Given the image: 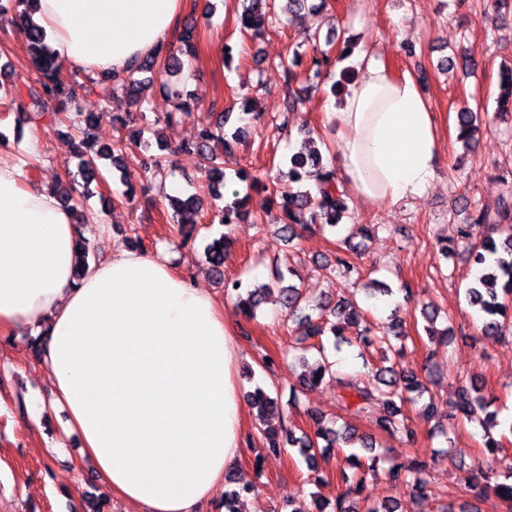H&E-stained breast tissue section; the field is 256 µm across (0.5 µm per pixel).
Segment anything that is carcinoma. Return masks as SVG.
<instances>
[{
    "mask_svg": "<svg viewBox=\"0 0 512 512\" xmlns=\"http://www.w3.org/2000/svg\"><path fill=\"white\" fill-rule=\"evenodd\" d=\"M288 9V21L295 22L306 15H317L324 8L326 0H284ZM243 11L240 24L244 31L257 37L263 34L265 26L279 19L276 11V0H242ZM19 28L28 41L31 62L39 72L40 77L35 85H22L7 77L0 81V95L8 98L27 89L28 96L34 102L36 110L27 114L26 119L39 121L45 117L41 104L51 98L73 99L79 91H85L96 80L98 74L89 72H73L63 75V63L51 51L46 43L44 31L29 25V12L18 13ZM306 42L312 45L313 57L309 69L304 72L296 71L299 64L298 54L288 62H282L285 73V87L288 99L292 104L301 103V98L295 93L294 87L300 86L306 90L313 88L321 81L334 66L335 61L329 52L318 48L319 33L306 35ZM184 63L178 56V51L169 45L164 50L132 62L120 72H106L104 77L114 82L122 90L125 102L143 105L140 91L155 82L160 84L163 92L176 98L175 111L167 112L162 121L172 123L189 114L194 104L183 99V90L179 82L173 80L183 70ZM498 107L512 112V65L500 74ZM122 102L112 107H98L89 112H75L65 116L63 121L82 136L78 150V175L84 183H89L101 176L98 160L108 159L118 171H124V154L129 146L122 131L126 127L129 114L121 111ZM108 118L115 127L117 136L112 145L98 149L92 153L87 150L90 130L102 119ZM457 141L467 149L476 146L480 132L478 113L467 108L457 112ZM232 120V113L217 114L214 122L199 125L194 140L183 144L178 151L192 154L199 159V170L202 178L208 183L215 197L221 192H227L229 201L225 202L223 218L228 223L235 224L251 215L250 203L252 196L249 190L255 188L258 178L250 177L246 172L237 173V179L250 181L249 189H242L237 183L226 179L224 173V154L232 151L233 146L244 140L248 127L237 126L229 131L227 126ZM288 184L281 187V232L287 234L288 241L296 237L294 227H307L317 224L337 233L343 227L344 218L348 214V205L343 192L339 189L335 174L329 165L324 163L322 152L315 146L312 138H304L300 147L288 157ZM202 199L195 195L178 198L173 201V212L170 216L172 231L188 240L196 231V214L202 209ZM253 216V215H251ZM499 221L493 223L483 213L472 218V223L462 226L460 238L464 241L472 237L471 228L474 224H492L491 232L480 237L467 246L468 258L473 264L479 265L481 275L466 286L464 291L468 305L476 312L479 330L484 336H500L506 322L512 323V201L503 202L498 213ZM258 216H253V223H258ZM227 238L216 239L208 245L205 252L206 262L219 278L224 276V248ZM294 275L292 268H278L274 280L269 283H258L236 278L224 282V291L235 297L237 306L248 318H254L260 307L263 296L272 289L279 292V303L288 316L297 324L299 338L291 350L297 352L296 358L304 360L305 371L301 384L314 387L328 379L336 383L339 404L349 413L356 415L367 412L378 400L387 405V414L380 417L378 428L389 434L397 435L409 443L416 441L414 431L405 423L401 407L398 403L412 400V397H422L427 388L413 375H407L400 370L404 354L401 323L392 328L369 322L365 312L352 299L339 296L328 298L315 305L318 310L317 318L302 313L301 303L304 301L303 292L295 284L286 282V276ZM363 325V335L360 341L366 344H377L382 358L388 366L372 368L369 380L356 382L345 380L338 376L334 362L324 352V344H319L317 350L320 357L309 364L305 362L309 347L305 342L310 338L332 336L334 347L347 341L344 329L348 325ZM249 405L256 409V419L259 431L263 433L267 453L279 457L296 448L298 453L310 460L331 448L351 446L360 443L361 447L372 449L373 443L356 436L355 431L348 425L337 430L328 426L320 412L309 409L307 417L314 426L311 434L300 436L289 428L278 431L269 424L268 414L277 408V399L262 388L247 394ZM490 403L482 394V388L472 382L461 388L457 399L451 405L453 412H460L463 417L471 419L479 414H485L483 424L488 428L499 427L512 433V420L502 422L497 414L488 411ZM362 466L360 456L351 452L338 460L336 479L340 481L343 492L336 497L335 508L332 512H416V509L432 495L430 484L425 476L424 465L415 462L405 465L394 464L387 470L388 478L393 483H402L409 488V499L402 503L385 500L378 504L367 501L363 496L364 481L358 470ZM505 481H499V475L494 469H489L476 481L469 484L461 495L473 499H481L489 489H494L498 499L506 503L505 512H512V472L504 475ZM224 481L228 486L224 495V512H238L237 502L245 495H253L256 488L253 485H237L233 475H225Z\"/></svg>",
    "mask_w": 512,
    "mask_h": 512,
    "instance_id": "1",
    "label": "carcinoma"
}]
</instances>
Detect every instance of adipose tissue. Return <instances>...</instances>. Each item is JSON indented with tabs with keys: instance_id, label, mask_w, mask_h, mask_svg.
Here are the masks:
<instances>
[{
	"instance_id": "ef3b65f1",
	"label": "adipose tissue",
	"mask_w": 512,
	"mask_h": 512,
	"mask_svg": "<svg viewBox=\"0 0 512 512\" xmlns=\"http://www.w3.org/2000/svg\"><path fill=\"white\" fill-rule=\"evenodd\" d=\"M183 0H37L31 21L72 66L118 72L166 42ZM329 119L344 183L368 203L422 195L442 145L410 72L362 51ZM38 139L0 142V330L45 334L53 407L107 493L139 512H201L242 453L240 350L224 304L167 257L116 249L76 277L70 210L24 179Z\"/></svg>"
}]
</instances>
